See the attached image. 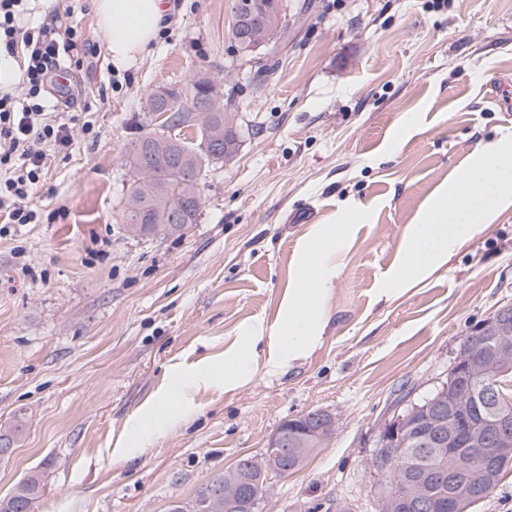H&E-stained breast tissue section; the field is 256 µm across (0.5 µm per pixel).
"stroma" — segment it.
I'll return each mask as SVG.
<instances>
[{
  "instance_id": "obj_1",
  "label": "stroma",
  "mask_w": 512,
  "mask_h": 512,
  "mask_svg": "<svg viewBox=\"0 0 512 512\" xmlns=\"http://www.w3.org/2000/svg\"><path fill=\"white\" fill-rule=\"evenodd\" d=\"M229 0H174L167 32L115 71L92 0H33L25 24L83 27L64 91L78 118L28 199L32 224L0 231V430L23 413L0 497L44 475L31 512H168L260 455L285 420L328 412L335 432L297 470L270 475L261 512H375L380 427L402 395L448 379L460 342L512 304V208L394 284L436 191L512 134V0H285L279 67L254 90L229 35ZM206 72L233 86L240 146L203 165L196 224L128 236L132 141L148 95ZM339 230L320 339L276 373L194 394L144 448L132 421L179 371L223 359L244 328L280 317L301 255ZM125 447H118V440Z\"/></svg>"
}]
</instances>
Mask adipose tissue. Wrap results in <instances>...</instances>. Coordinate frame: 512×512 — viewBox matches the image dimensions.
Segmentation results:
<instances>
[{"mask_svg": "<svg viewBox=\"0 0 512 512\" xmlns=\"http://www.w3.org/2000/svg\"><path fill=\"white\" fill-rule=\"evenodd\" d=\"M93 12L115 70L135 67L159 38L163 23L174 9L172 0H93ZM512 207V138L487 146L457 176L441 187L408 235L404 252V279L418 278L443 264L451 244L467 239ZM336 269L320 263L312 276L302 277L286 299L276 325L255 324L245 329L239 348L223 363L178 377L164 402V413L149 411L133 422L141 444H149L158 420L185 416L192 392L214 382L234 388L243 385L256 364L276 372L305 355L318 339L323 316L322 294Z\"/></svg>", "mask_w": 512, "mask_h": 512, "instance_id": "ef3b65f1", "label": "adipose tissue"}]
</instances>
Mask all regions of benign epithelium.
Listing matches in <instances>:
<instances>
[{"mask_svg": "<svg viewBox=\"0 0 512 512\" xmlns=\"http://www.w3.org/2000/svg\"><path fill=\"white\" fill-rule=\"evenodd\" d=\"M230 146L224 141L223 129L211 132L204 151L212 158H225ZM486 342L489 347L473 352L463 348L456 355L448 374V383L441 389L448 397L425 400L422 407H414L419 414L411 420L401 406H396L379 434L375 454L381 464L403 451L405 439H433L440 446L448 445L453 436L451 427L458 421L456 415L455 386L472 392L474 398L494 402L495 411L484 418L482 429L469 435L472 451L455 459L456 472L460 473L472 465H478L480 479L476 482L448 480L421 465L415 458H408L404 489L390 494L385 490L376 496L378 512H443L450 507L454 512H468L482 501V491L496 483V467L499 462L512 458V396L505 389L512 386V363H503V355L512 351V306L500 307L495 317L486 325ZM490 372L492 376L483 382L478 377ZM288 438H281L280 448L257 460L260 476H254L253 466L244 469L241 475L224 484V490L212 492L200 507V512H214L224 506V512H255V486L261 477L279 474L288 469Z\"/></svg>", "mask_w": 512, "mask_h": 512, "instance_id": "benign-epithelium-1", "label": "benign epithelium"}]
</instances>
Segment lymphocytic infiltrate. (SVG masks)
<instances>
[{"label":"lymphocytic infiltrate","instance_id":"obj_1","mask_svg":"<svg viewBox=\"0 0 512 512\" xmlns=\"http://www.w3.org/2000/svg\"><path fill=\"white\" fill-rule=\"evenodd\" d=\"M29 11V0H0V56L19 59L21 71L18 83L0 82V169L10 172L0 178V218L8 224L33 223L26 199L40 179L46 151L71 144V126L54 117L46 93L58 70L81 65L78 26H66L60 39L44 24L18 27L17 18Z\"/></svg>","mask_w":512,"mask_h":512}]
</instances>
